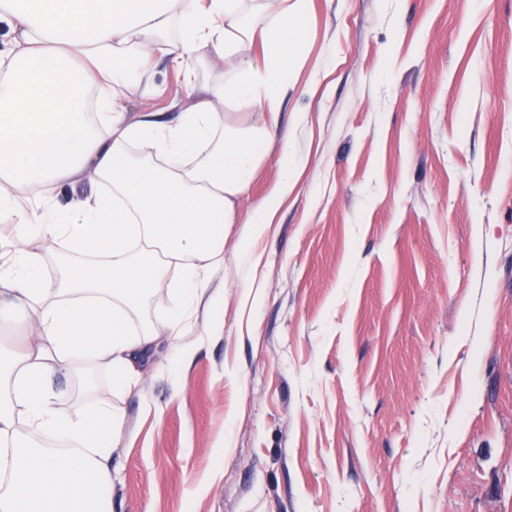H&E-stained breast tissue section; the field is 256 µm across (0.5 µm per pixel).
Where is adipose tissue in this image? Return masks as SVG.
Returning <instances> with one entry per match:
<instances>
[{
  "instance_id": "ef3b65f1",
  "label": "adipose tissue",
  "mask_w": 512,
  "mask_h": 512,
  "mask_svg": "<svg viewBox=\"0 0 512 512\" xmlns=\"http://www.w3.org/2000/svg\"><path fill=\"white\" fill-rule=\"evenodd\" d=\"M309 0H0V512H112L99 490L125 427L101 403L63 414L61 382L109 371L117 390L165 349L192 362L190 311L220 336L227 227L272 224L294 185L281 175L247 214L248 194L278 127L289 76L305 50ZM182 71L190 103L168 120L129 119L121 90L156 60ZM222 65L199 83L197 70ZM249 109L248 119L230 112ZM62 248L59 277L42 251ZM159 334L142 307L168 283Z\"/></svg>"
}]
</instances>
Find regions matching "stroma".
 <instances>
[{
  "mask_svg": "<svg viewBox=\"0 0 512 512\" xmlns=\"http://www.w3.org/2000/svg\"><path fill=\"white\" fill-rule=\"evenodd\" d=\"M279 131L240 202L295 185L256 243L229 227L224 334L140 389L112 512H512V0H310ZM129 117L174 118L159 62ZM253 296H244V288ZM156 406L146 413L144 401ZM223 444V455L212 452Z\"/></svg>",
  "mask_w": 512,
  "mask_h": 512,
  "instance_id": "35a3bbf8",
  "label": "stroma"
}]
</instances>
